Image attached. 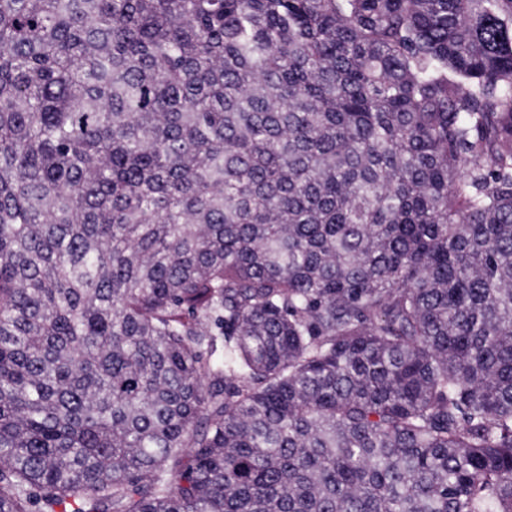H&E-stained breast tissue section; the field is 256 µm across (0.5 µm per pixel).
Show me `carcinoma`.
Wrapping results in <instances>:
<instances>
[{"label":"carcinoma","mask_w":512,"mask_h":512,"mask_svg":"<svg viewBox=\"0 0 512 512\" xmlns=\"http://www.w3.org/2000/svg\"><path fill=\"white\" fill-rule=\"evenodd\" d=\"M0 512H512V0H0Z\"/></svg>","instance_id":"obj_1"}]
</instances>
